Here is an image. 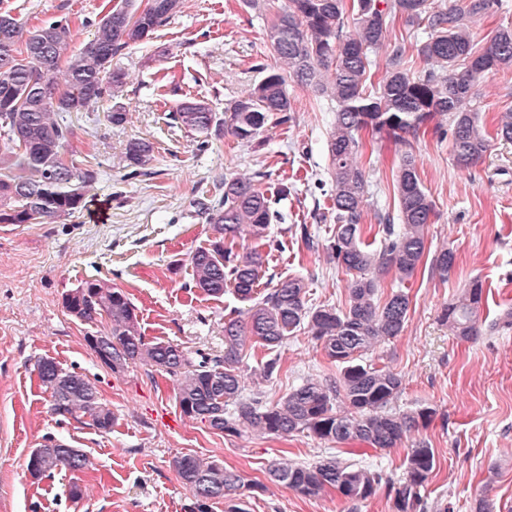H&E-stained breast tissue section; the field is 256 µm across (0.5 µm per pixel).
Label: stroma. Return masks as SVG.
<instances>
[{
  "label": "stroma",
  "mask_w": 512,
  "mask_h": 512,
  "mask_svg": "<svg viewBox=\"0 0 512 512\" xmlns=\"http://www.w3.org/2000/svg\"><path fill=\"white\" fill-rule=\"evenodd\" d=\"M112 0H0L27 26L68 22L75 45L92 39ZM267 24L245 10L241 0H184L174 19L143 44L114 59L127 74L121 98L124 126L106 120L103 100L72 113L75 129L70 157L97 171L83 208L57 224H0V512H187L191 493L174 461L185 454L221 462L260 483L250 512H394L387 489L353 504L335 491L304 497L274 484L271 465L289 459L310 464L343 456L344 445L300 432L285 438L249 433L229 437L185 417L176 400L177 381L143 365L115 374L97 358L85 337L106 330L71 316L64 297L88 279H105L126 291L137 308L141 331L179 345L192 357L224 353V320L240 309L232 292L212 297L191 279L189 256L207 243V218L196 199L215 194L223 179L258 169L291 189L278 208L275 225L283 246L269 259L278 277L300 275L313 303L344 305L347 281L323 251H309L295 236L311 225L320 239L333 226L330 202L317 183L326 179V138L331 104H317L311 92L290 83L293 112L288 123L268 125L261 151L232 136L198 151L193 134L171 126L167 114L188 97L223 112L261 77L273 61ZM478 107L486 125L512 112V71L483 79ZM156 146L154 175L125 179L124 149L133 137ZM419 174L437 219L428 244L452 247L457 268L448 279L421 264L408 283L409 319L401 336L377 346L368 359L402 378L396 406L432 407L435 416L402 447L371 449L348 457L360 466H380L402 477L406 450L424 438L436 467L422 491L425 512H474L478 499L494 512H512V328L491 330L512 310V144L499 142L476 165H457L448 141L432 134L413 139ZM399 143L375 141L365 152L371 208L395 205L393 180ZM481 280L488 293L480 334L460 341L442 325L444 304ZM277 380L262 390L266 401L302 381L335 374L336 368L307 334L298 332L279 349ZM50 358L82 373L98 389L115 421L98 430L89 418L64 419L50 410L35 364ZM52 438L81 449L91 467L36 478L27 470L34 448ZM82 494L72 498L71 485Z\"/></svg>",
  "instance_id": "35a3bbf8"
}]
</instances>
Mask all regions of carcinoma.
<instances>
[{
  "label": "carcinoma",
  "mask_w": 512,
  "mask_h": 512,
  "mask_svg": "<svg viewBox=\"0 0 512 512\" xmlns=\"http://www.w3.org/2000/svg\"><path fill=\"white\" fill-rule=\"evenodd\" d=\"M265 18L270 51L278 65L262 67V79L233 100L218 116L201 99H184L169 111L171 124L198 138L201 150L223 133L249 146L265 145L269 121L285 124L292 104L288 82L310 89L317 99L336 104L326 141L332 181L334 226L325 249L345 273L347 303L307 304V283L299 276L279 279L258 291L268 251L280 247L272 224L280 219L274 197L288 195L265 187L264 171L224 180V192L195 202L208 215V240L190 255L195 287L210 296L232 291L249 304L244 320H224V356L194 362L179 346L149 341L140 331L136 308L120 288L87 280L80 295L64 301L75 318L93 323L106 316L110 328L86 341L114 373L131 365L149 366L178 381L181 413L226 436L244 432L275 437L308 432L320 439L371 448H396L404 436L427 427L433 408H392L401 378L364 361L376 346L404 331L410 297L404 284L428 252L435 206L418 175L407 136L432 130L449 139L457 163L468 166L488 153L491 142L512 143V113L503 112L493 130L480 124L476 87L489 72L512 69V28L500 27L489 44L478 46L470 23L500 9L501 0H242ZM184 0H159V9L143 10L137 0H118L98 22L94 38L77 49L61 20L27 29L9 12L0 13V224H54L74 215L85 188L96 178L68 159L73 126L64 119L107 97V121L121 127L128 113L119 98L126 74L112 66L115 57L151 38L182 11ZM411 28L416 41L391 37L396 22ZM427 68L411 73L408 50ZM384 61H378L379 51ZM383 66L376 82L373 69ZM385 134L406 146L393 183L395 210H377L376 247L363 240L368 209V174L359 162L362 133ZM127 177L152 174L154 143L133 138L125 146ZM457 265L451 248L435 251L430 269L442 279ZM394 274L396 288L381 297L382 280ZM483 284L472 280L443 308L448 331L463 340L478 335ZM303 331L339 368L338 375L308 380L278 400L244 395V347L266 349L253 374L266 382L281 369L277 348ZM38 378L50 394L53 414L64 419L89 417L98 429H111L114 416L86 376L52 359L37 363ZM37 469L50 477L66 469L81 472L88 459L62 441L46 440L35 449ZM436 466L434 449L421 439L406 455L405 474L395 480L381 468L356 467L336 456L314 464L279 462L271 481L305 497L334 490L349 501L374 496L381 485L393 491L395 512H424L421 490ZM182 483L192 491L188 512H210L224 500L227 512H245L243 499L256 489L241 474L215 460L194 455L175 460Z\"/></svg>",
  "instance_id": "carcinoma-1"
}]
</instances>
